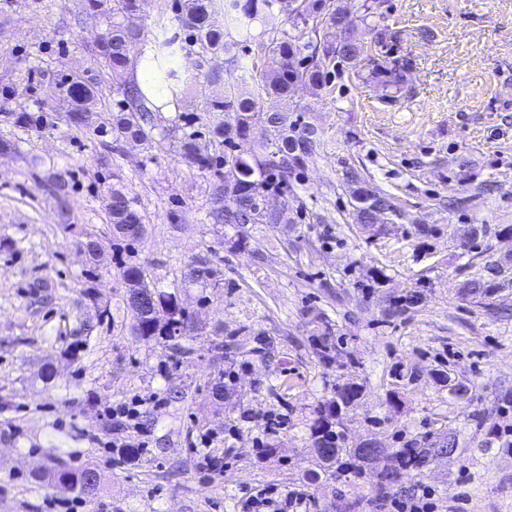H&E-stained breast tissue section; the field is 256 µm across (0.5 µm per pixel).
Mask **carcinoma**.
<instances>
[{
  "label": "carcinoma",
  "instance_id": "cac0c4a2",
  "mask_svg": "<svg viewBox=\"0 0 512 512\" xmlns=\"http://www.w3.org/2000/svg\"><path fill=\"white\" fill-rule=\"evenodd\" d=\"M83 7L92 12L112 14V26L93 40L89 71L104 70L112 86L122 92L123 106L112 113V129L127 141L150 139L154 125L153 111L142 102L137 84L128 79L129 70L137 67L128 55L130 45L145 39L151 44L146 67L153 86L159 90L180 93L203 78L218 92L204 98L202 111L217 115L216 121H205L206 132L187 131L201 120L196 115H178L172 129L180 132V154L191 167L208 170L220 162L224 174L213 183L211 215L218 224H267L277 230L290 223L288 206L267 210L263 199L269 193L288 192L290 181L315 155L320 146L318 130L302 114L291 108L299 86L313 93L330 83L326 62L351 63L364 52V43L355 31V23L332 0H177L176 21L186 36L179 39L169 33L164 19L151 31L138 23L140 0H84ZM283 17L292 29L307 35L306 41L286 29L276 28L273 21ZM261 21L270 26L273 36L262 45L263 54L274 66L264 70L253 89L246 91L226 85L222 72L208 67L209 59L224 56L231 65H240L239 51L251 39V24ZM196 56L195 72L181 70L184 54ZM370 79L400 94L405 89L406 66L399 58L368 59ZM58 95L66 106V117L75 126H87L96 112L104 111V94L99 82L89 75L69 74L58 84ZM271 100L269 107L264 106ZM267 127V137L259 146L251 144L253 125ZM209 135L214 153H202L199 140ZM351 195L355 202L354 219L358 224H378L379 216L390 209L386 196L378 189L351 175ZM107 212L113 232L136 240L144 231L143 216L136 203L124 191L109 192ZM219 270L210 260L199 258L189 267L193 281L208 285ZM121 277L126 285V304L132 314L131 334L145 343L161 344L184 356L192 348L184 341L201 330L188 310L179 308L176 293L150 287L143 267H123ZM497 283L484 278L462 285L466 297L493 294ZM265 332L243 325L226 334V339L210 344L213 358L230 364L261 352ZM357 397L352 387H338L332 398L314 408L309 425L312 447L326 468L342 470L347 453L345 438L336 429L341 407ZM86 469H74L62 461L42 474L39 481H49L61 492L93 497L98 488L89 487L84 479Z\"/></svg>",
  "mask_w": 512,
  "mask_h": 512
}]
</instances>
